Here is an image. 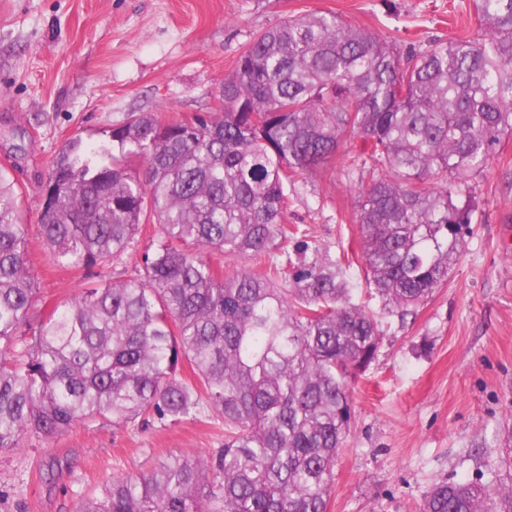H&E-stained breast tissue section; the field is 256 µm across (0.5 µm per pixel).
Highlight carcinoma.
<instances>
[{"instance_id":"carcinoma-1","label":"carcinoma","mask_w":512,"mask_h":512,"mask_svg":"<svg viewBox=\"0 0 512 512\" xmlns=\"http://www.w3.org/2000/svg\"><path fill=\"white\" fill-rule=\"evenodd\" d=\"M480 38L400 55L313 11L259 35L215 112L132 113L93 164L72 139L44 179L51 259L107 268L157 225L130 279L37 319L20 188L0 167V452L98 418L115 428L211 412L224 448L112 477L78 512H328L354 418L348 386L448 283L475 205L460 204L512 134V0H473ZM361 140L355 222L373 309L349 262L286 222L296 177ZM144 168L145 174L136 173ZM259 256L224 271L211 255ZM189 363L193 379L180 376ZM422 512H512V484L448 478Z\"/></svg>"}]
</instances>
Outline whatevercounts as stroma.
<instances>
[{
  "instance_id": "obj_1",
  "label": "stroma",
  "mask_w": 512,
  "mask_h": 512,
  "mask_svg": "<svg viewBox=\"0 0 512 512\" xmlns=\"http://www.w3.org/2000/svg\"><path fill=\"white\" fill-rule=\"evenodd\" d=\"M331 12L422 52L479 33L473 0H0V166L23 192L27 265L43 316L84 288L128 278L151 251L146 227L106 270L50 262L40 235L42 182L51 159L80 139L94 160L130 113L193 119L242 51L289 17ZM357 137L335 163L303 176L288 212L331 255L348 256L363 284L354 221L358 180L344 173ZM476 219L447 285L405 322H391L376 360L349 390L355 411L336 463L328 512H421L440 480L512 481L499 461L512 429V135L470 183ZM224 445L220 418L116 429L97 421L29 437L0 454V512H75L112 476Z\"/></svg>"
}]
</instances>
